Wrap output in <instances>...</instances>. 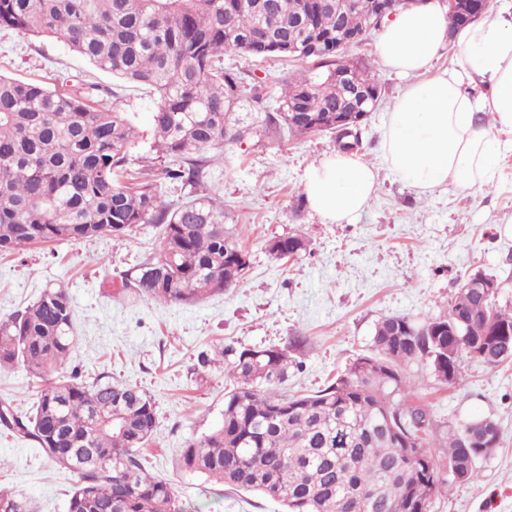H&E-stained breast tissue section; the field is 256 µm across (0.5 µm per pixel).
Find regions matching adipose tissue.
<instances>
[{"label":"adipose tissue","instance_id":"ef3b65f1","mask_svg":"<svg viewBox=\"0 0 512 512\" xmlns=\"http://www.w3.org/2000/svg\"><path fill=\"white\" fill-rule=\"evenodd\" d=\"M448 46L457 68L433 71ZM376 51L385 68L410 79L382 141L396 174L423 196L451 182L465 189L487 186L504 147L500 135L512 132V19L489 15L453 32L437 0H429L386 21ZM486 114L492 124L483 123ZM376 187L371 167L338 152L309 170L305 191L326 221L347 224Z\"/></svg>","mask_w":512,"mask_h":512}]
</instances>
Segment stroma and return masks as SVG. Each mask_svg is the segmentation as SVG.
I'll use <instances>...</instances> for the list:
<instances>
[{
    "label": "stroma",
    "mask_w": 512,
    "mask_h": 512,
    "mask_svg": "<svg viewBox=\"0 0 512 512\" xmlns=\"http://www.w3.org/2000/svg\"><path fill=\"white\" fill-rule=\"evenodd\" d=\"M376 42L372 34L349 51L350 58L367 62L382 84L376 111L360 127L358 152L375 168L377 190L352 223H328L299 201L310 168L335 153L334 138L271 132L225 146L224 160L206 185L231 212L249 252V270L234 288L191 305L119 292L116 282L160 247V230L152 224L138 225L120 240L38 243L0 255V318L33 304L46 287L64 285L76 314L70 366L83 380L107 376L152 397L157 424L142 452L144 464L174 487L190 512H284L280 502L225 489L180 465L182 449L223 418L230 385L225 364L201 361L214 346L287 350L303 367L290 374L286 390L311 394L371 353L382 319L438 316L471 275L494 277L496 304L512 309V151L501 154L488 189L451 185L418 195L382 152L389 112L407 82L382 66ZM0 75L61 90L94 84L106 100L119 95L122 111L133 114L140 134L130 167L159 170L154 100L147 89L96 70L53 38L5 29H0ZM299 231L311 248L301 263L267 254V240ZM409 374L440 425L488 416L502 432L499 447L481 463L482 478L435 497L430 512H512V363L493 367L465 360L464 380L456 386L436 381L424 363ZM39 384L23 365L0 370V404L31 413ZM77 482V475L47 462L30 442L0 432V487L31 499L36 512H67Z\"/></svg>",
    "instance_id": "stroma-1"
}]
</instances>
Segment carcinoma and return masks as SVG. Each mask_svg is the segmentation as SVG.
<instances>
[{
  "label": "carcinoma",
  "mask_w": 512,
  "mask_h": 512,
  "mask_svg": "<svg viewBox=\"0 0 512 512\" xmlns=\"http://www.w3.org/2000/svg\"><path fill=\"white\" fill-rule=\"evenodd\" d=\"M47 35L98 69L156 93L154 147L162 177L204 184L222 148L249 133L294 137L329 130L348 107L347 82L368 92L381 82L365 63L339 55L301 59L306 75L257 77L225 62L232 55L288 62V41L366 32L358 9L336 13L334 0H0V29ZM278 107L265 103L275 90ZM0 76V253L52 241L122 238L140 224L162 226L158 252L122 278V290L161 303L191 304L234 288L249 267L233 218L206 194L171 209L152 171L126 170L136 131L117 102ZM258 112L243 124L245 100ZM274 259L309 252L301 235L265 244ZM484 288L457 292L442 315L380 321L372 354L307 395L280 391L293 361L284 349L225 345L237 385L224 393V416L183 449L182 466L231 489L276 500L285 512H429L442 487L478 480L490 452L468 438L501 432L490 417L469 418L432 441L427 406L412 403L406 369H432L450 349L451 376L478 345L486 362L512 360V310ZM75 312L63 286L47 288L23 311L0 318V369L23 364L42 380L36 407L20 415L0 404V430L34 443L43 457L78 475L68 512H187L172 485L151 474L139 451L156 427L152 398L136 386L64 372L74 344ZM0 512H33L0 488Z\"/></svg>",
  "instance_id": "cac0c4a2"
}]
</instances>
